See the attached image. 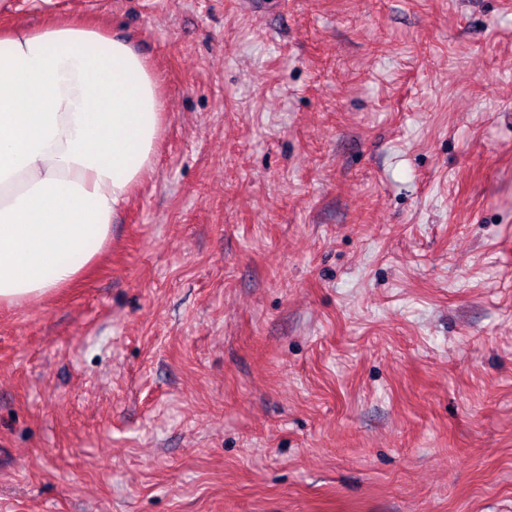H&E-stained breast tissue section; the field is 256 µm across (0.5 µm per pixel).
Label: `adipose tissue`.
<instances>
[{"mask_svg":"<svg viewBox=\"0 0 512 512\" xmlns=\"http://www.w3.org/2000/svg\"><path fill=\"white\" fill-rule=\"evenodd\" d=\"M158 79L130 40L55 19L0 28V305L81 278L154 167Z\"/></svg>","mask_w":512,"mask_h":512,"instance_id":"ef3b65f1","label":"adipose tissue"}]
</instances>
